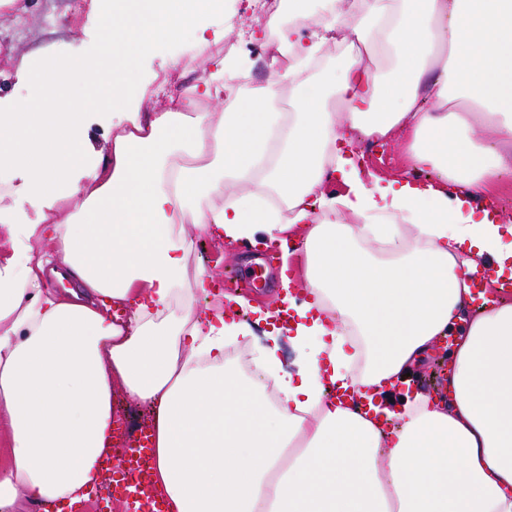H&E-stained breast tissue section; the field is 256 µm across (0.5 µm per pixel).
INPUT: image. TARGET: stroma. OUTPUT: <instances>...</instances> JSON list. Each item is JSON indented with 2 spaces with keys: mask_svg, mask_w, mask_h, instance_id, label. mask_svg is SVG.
Wrapping results in <instances>:
<instances>
[{
  "mask_svg": "<svg viewBox=\"0 0 512 512\" xmlns=\"http://www.w3.org/2000/svg\"><path fill=\"white\" fill-rule=\"evenodd\" d=\"M231 20L225 39L239 42L238 56L252 62L255 45L249 40L251 30L275 31L289 21L287 11H280L269 22L254 19L248 0H224L223 15L214 17L213 25ZM101 18L82 10L72 12L67 0H34L27 12L0 9V103L13 105L30 97V87L17 78L22 62L34 61L46 44H54L58 57L70 60H94L101 54ZM194 34L159 44L141 59L137 79L130 90L132 109L136 112H161L171 108L184 89L208 79L211 68L197 58ZM358 162L365 179H397L412 171L406 139L396 134L374 147L357 143ZM265 248L245 243H227L219 237L194 238L192 261L202 263L217 279L225 272L244 270L261 261Z\"/></svg>",
  "mask_w": 512,
  "mask_h": 512,
  "instance_id": "obj_1",
  "label": "stroma"
}]
</instances>
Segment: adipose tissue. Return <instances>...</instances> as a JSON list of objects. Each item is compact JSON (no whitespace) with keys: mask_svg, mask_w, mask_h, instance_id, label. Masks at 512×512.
Listing matches in <instances>:
<instances>
[{"mask_svg":"<svg viewBox=\"0 0 512 512\" xmlns=\"http://www.w3.org/2000/svg\"><path fill=\"white\" fill-rule=\"evenodd\" d=\"M304 2L266 82L239 87L240 61L219 60L175 109L131 113L102 165L88 111H125L145 51L224 0H107L111 68L40 58L22 72L36 104L0 108V167L49 207L36 224L0 212V512L88 501L118 391L151 409L169 512H512V302L469 312L466 280L487 262L512 276V222L480 203L512 176V0H324L315 17ZM339 38L388 74L350 56L303 79ZM86 70L94 90L65 98ZM397 129L437 180L362 178L346 144ZM335 174L346 193L327 192ZM213 227L305 254L263 334L195 304L191 238ZM47 244L74 282L61 293ZM451 329L444 395L398 393Z\"/></svg>","mask_w":512,"mask_h":512,"instance_id":"obj_1","label":"adipose tissue"}]
</instances>
